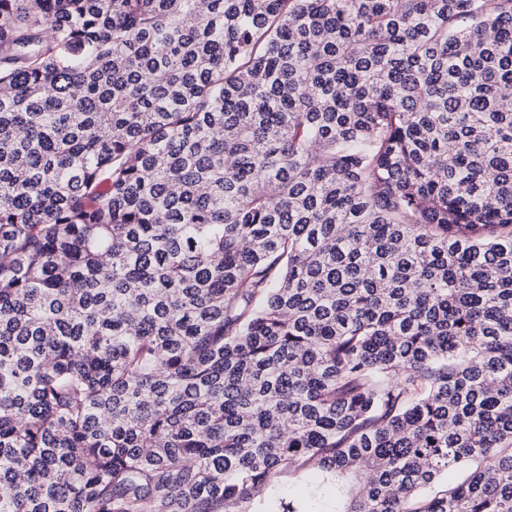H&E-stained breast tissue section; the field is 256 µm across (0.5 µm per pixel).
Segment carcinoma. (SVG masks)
Returning a JSON list of instances; mask_svg holds the SVG:
<instances>
[{"mask_svg":"<svg viewBox=\"0 0 512 512\" xmlns=\"http://www.w3.org/2000/svg\"><path fill=\"white\" fill-rule=\"evenodd\" d=\"M290 468L512 512V0H0V512Z\"/></svg>","mask_w":512,"mask_h":512,"instance_id":"1","label":"carcinoma"}]
</instances>
